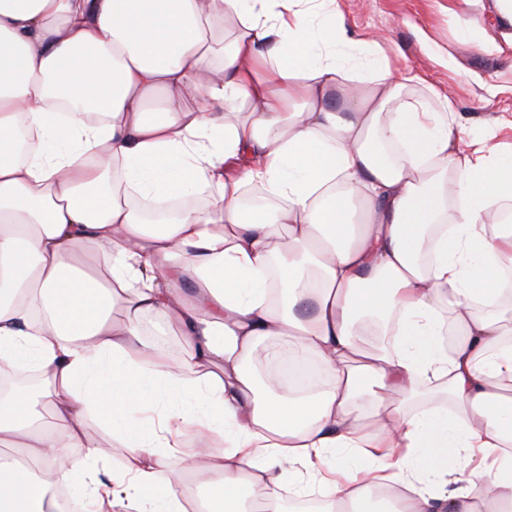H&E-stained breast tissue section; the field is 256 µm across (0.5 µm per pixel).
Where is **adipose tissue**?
Listing matches in <instances>:
<instances>
[{
	"instance_id": "1",
	"label": "adipose tissue",
	"mask_w": 512,
	"mask_h": 512,
	"mask_svg": "<svg viewBox=\"0 0 512 512\" xmlns=\"http://www.w3.org/2000/svg\"><path fill=\"white\" fill-rule=\"evenodd\" d=\"M462 131L338 0H0V366L49 407L0 394V512H188V433L197 512H512V151Z\"/></svg>"
}]
</instances>
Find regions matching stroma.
I'll return each instance as SVG.
<instances>
[{"label": "stroma", "instance_id": "35a3bbf8", "mask_svg": "<svg viewBox=\"0 0 512 512\" xmlns=\"http://www.w3.org/2000/svg\"><path fill=\"white\" fill-rule=\"evenodd\" d=\"M455 0H339L352 27L381 36L408 64L456 101L466 129L476 132L491 120L512 119V49L488 53L482 39H500L492 8L471 6L482 39L448 22Z\"/></svg>", "mask_w": 512, "mask_h": 512}]
</instances>
